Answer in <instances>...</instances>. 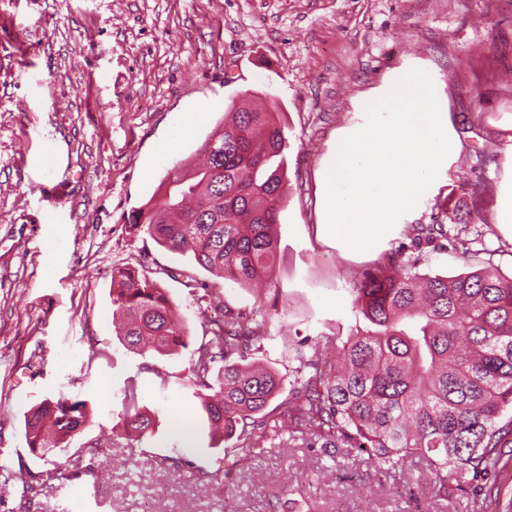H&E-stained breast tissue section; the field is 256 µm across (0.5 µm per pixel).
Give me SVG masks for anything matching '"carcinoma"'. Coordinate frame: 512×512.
I'll list each match as a JSON object with an SVG mask.
<instances>
[{"mask_svg":"<svg viewBox=\"0 0 512 512\" xmlns=\"http://www.w3.org/2000/svg\"><path fill=\"white\" fill-rule=\"evenodd\" d=\"M288 138L278 112L240 109L206 141L204 162L161 182L129 217L170 252L240 286L261 279L277 258L276 226L285 192ZM460 206L417 225L427 242L447 234ZM203 288L209 338L193 350L189 380L211 431L235 439L236 461L251 457L257 430L307 424L333 448H356L386 472L407 459L426 462L428 491L446 500L512 461V277L486 269L428 276L417 260L390 256L352 289L369 326L342 338L321 334L308 355L295 349L297 378L284 399L277 371L255 361L269 312L214 303ZM121 336L141 355H171L187 331L160 284L147 273L112 274ZM136 379L123 397L122 437L152 433ZM87 420L84 402L59 398L25 418L29 452L46 460L67 447ZM489 488L475 512H499Z\"/></svg>","mask_w":512,"mask_h":512,"instance_id":"obj_1","label":"carcinoma"}]
</instances>
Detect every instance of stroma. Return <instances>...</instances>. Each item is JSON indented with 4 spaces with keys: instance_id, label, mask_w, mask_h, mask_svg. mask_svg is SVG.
Segmentation results:
<instances>
[{
    "instance_id": "stroma-1",
    "label": "stroma",
    "mask_w": 512,
    "mask_h": 512,
    "mask_svg": "<svg viewBox=\"0 0 512 512\" xmlns=\"http://www.w3.org/2000/svg\"><path fill=\"white\" fill-rule=\"evenodd\" d=\"M427 71L458 145L401 230L378 251L317 235L323 171L365 106L410 69ZM273 95L286 126L279 261L264 289L224 281L133 230L130 214L174 162L196 161L229 105ZM493 147L496 156L481 162ZM479 183L466 222L421 242L453 186ZM512 189V0H0V512H408L424 462L388 474L304 429L261 433L222 483L227 444L210 435L188 379L205 338L191 272L217 299L276 306L262 357L291 388L288 352L355 323L362 273L402 252L423 274L492 264L512 274L497 231ZM160 272L190 331L173 356L126 349L112 274ZM137 378L157 416L141 443L117 438ZM87 401L64 452L27 448L24 417L47 400ZM185 457L184 471L166 459ZM62 471L27 489L28 474Z\"/></svg>"
}]
</instances>
